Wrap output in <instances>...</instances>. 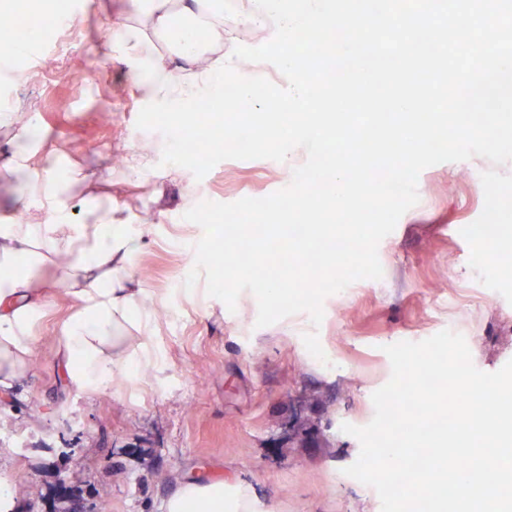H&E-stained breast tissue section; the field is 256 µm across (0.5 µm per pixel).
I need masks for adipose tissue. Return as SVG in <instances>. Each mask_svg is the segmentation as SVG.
<instances>
[{
  "mask_svg": "<svg viewBox=\"0 0 512 512\" xmlns=\"http://www.w3.org/2000/svg\"><path fill=\"white\" fill-rule=\"evenodd\" d=\"M133 16L112 23L105 53L125 62L150 64L152 76L133 91L168 112H179L211 94L227 66L224 55V0H135ZM205 18L208 37L185 45L173 29L177 20ZM8 169L28 175L24 205L33 207L28 223L0 222V392L14 388L34 355L33 328L51 288L74 303L59 323L56 355L66 377L85 389L107 388L119 374L135 377L147 353L140 339L151 311L137 276L135 259L145 242L128 222L107 209L70 210L68 186H86L84 171L33 166L28 155L13 157ZM51 269L36 285L31 271ZM164 512H254L249 487L200 477L179 483L163 502Z\"/></svg>",
  "mask_w": 512,
  "mask_h": 512,
  "instance_id": "adipose-tissue-1",
  "label": "adipose tissue"
}]
</instances>
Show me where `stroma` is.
Masks as SVG:
<instances>
[{"mask_svg": "<svg viewBox=\"0 0 512 512\" xmlns=\"http://www.w3.org/2000/svg\"><path fill=\"white\" fill-rule=\"evenodd\" d=\"M133 0H83L80 20L65 30L67 52L40 35L41 54H12L0 69V110L23 112L31 140L0 124V163L37 151L42 167L95 174L99 201L127 208L145 248L135 262L152 311L143 344L149 363L136 379L89 391L66 382L55 352V327L72 312L49 295L35 327L40 361L0 405V486L28 481L12 512H162L177 479L205 473L251 486L256 512H381L374 488L346 475L360 454L342 424L367 425L374 391L391 377L385 346L419 342L449 329L461 334L484 372L512 360V304L483 286L469 264L462 228L484 208L478 166L443 162L418 178V203L378 246L381 279H361L328 296L320 327L307 313L256 324L254 295L235 309L210 297L205 279L185 280L203 229L185 220L203 201L263 198L288 186L285 163L225 160L203 179L162 167L125 180L115 162L125 143H150L161 157L163 135L136 126L142 101L124 62L99 53L100 27L131 14ZM78 82L81 94L69 86ZM112 123H98L102 111ZM317 332L315 359L303 336Z\"/></svg>", "mask_w": 512, "mask_h": 512, "instance_id": "35a3bbf8", "label": "stroma"}]
</instances>
